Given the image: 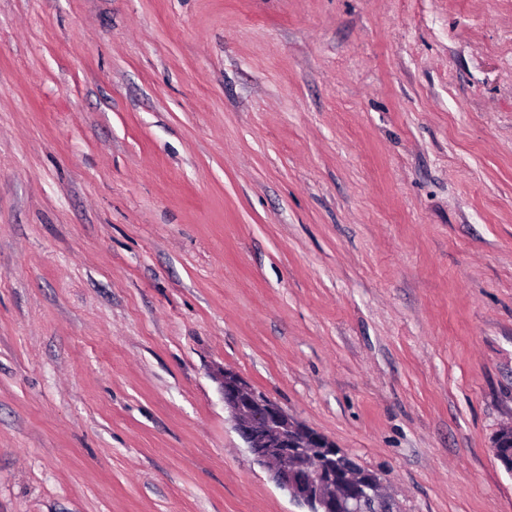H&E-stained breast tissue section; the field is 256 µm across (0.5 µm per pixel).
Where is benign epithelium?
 I'll use <instances>...</instances> for the list:
<instances>
[{
    "label": "benign epithelium",
    "mask_w": 512,
    "mask_h": 512,
    "mask_svg": "<svg viewBox=\"0 0 512 512\" xmlns=\"http://www.w3.org/2000/svg\"><path fill=\"white\" fill-rule=\"evenodd\" d=\"M220 389L236 432L290 499L307 506L309 512H362V504L369 501L379 505L378 512H394L380 496L379 478L345 463L343 453L328 437L289 417L233 371L220 374ZM510 433L512 427L502 431L493 448L507 468H512V448L502 439Z\"/></svg>",
    "instance_id": "obj_1"
}]
</instances>
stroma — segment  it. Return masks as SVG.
<instances>
[{
  "instance_id": "stroma-1",
  "label": "stroma",
  "mask_w": 512,
  "mask_h": 512,
  "mask_svg": "<svg viewBox=\"0 0 512 512\" xmlns=\"http://www.w3.org/2000/svg\"><path fill=\"white\" fill-rule=\"evenodd\" d=\"M224 369L512 512V0H0V512H306Z\"/></svg>"
}]
</instances>
